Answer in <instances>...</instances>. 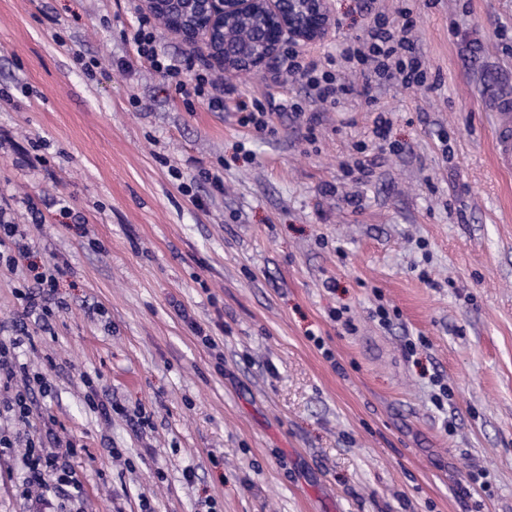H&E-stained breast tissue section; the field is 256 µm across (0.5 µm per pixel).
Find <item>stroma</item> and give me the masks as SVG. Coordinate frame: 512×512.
<instances>
[{"label":"stroma","mask_w":512,"mask_h":512,"mask_svg":"<svg viewBox=\"0 0 512 512\" xmlns=\"http://www.w3.org/2000/svg\"><path fill=\"white\" fill-rule=\"evenodd\" d=\"M401 4L427 86L258 133L137 61L142 0H0V196L33 261L58 262L63 303L50 329L16 326L19 276L0 272V337H24L17 363L52 380L31 422L55 417L79 445L83 485L21 494L13 448L0 512H512V172L489 117L512 92V0H330L308 54ZM284 69L278 55L228 80L312 111ZM28 196L85 221L30 222Z\"/></svg>","instance_id":"obj_1"}]
</instances>
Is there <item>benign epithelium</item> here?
<instances>
[{"mask_svg": "<svg viewBox=\"0 0 512 512\" xmlns=\"http://www.w3.org/2000/svg\"><path fill=\"white\" fill-rule=\"evenodd\" d=\"M151 14L173 18L171 30L201 47L227 73L257 68L285 43L310 45L334 26L328 0H143Z\"/></svg>", "mask_w": 512, "mask_h": 512, "instance_id": "1", "label": "benign epithelium"}]
</instances>
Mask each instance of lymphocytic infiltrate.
<instances>
[{"mask_svg":"<svg viewBox=\"0 0 512 512\" xmlns=\"http://www.w3.org/2000/svg\"><path fill=\"white\" fill-rule=\"evenodd\" d=\"M415 26L412 11L397 8L395 16L376 13L367 25L362 37L345 43L338 56L315 58L295 50H288L285 64L290 74L301 78L312 103L322 108H338L346 99L359 98L373 102L381 85L392 82L406 89L420 87L427 82V71L423 66L414 42L409 34ZM158 29L149 16H141L132 35L136 57L160 74L168 87L184 93L182 79L184 70L194 69L192 57L173 58L158 45ZM241 126L265 132L270 128L271 116L276 112L290 111L307 118L308 127L318 123L317 113H305L301 104L293 100L267 102H238ZM7 210L0 206V266L14 270L25 266L27 275L15 289L21 307L20 314L34 317L42 325H49L60 308L57 296V266L31 262L32 247L27 235L17 224L6 218ZM26 476L24 485H45L46 481L80 489L70 460L78 450L72 441H56L55 449L48 454L34 450L33 436H25Z\"/></svg>","mask_w":512,"mask_h":512,"instance_id":"obj_1","label":"lymphocytic infiltrate"}]
</instances>
